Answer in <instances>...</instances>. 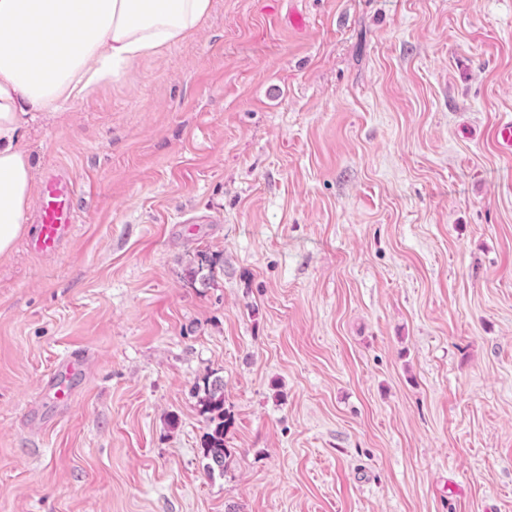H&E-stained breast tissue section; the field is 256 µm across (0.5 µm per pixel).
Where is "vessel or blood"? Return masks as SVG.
<instances>
[{"label":"vessel or blood","instance_id":"vessel-or-blood-1","mask_svg":"<svg viewBox=\"0 0 512 512\" xmlns=\"http://www.w3.org/2000/svg\"><path fill=\"white\" fill-rule=\"evenodd\" d=\"M76 222L74 188L69 179L57 172L47 173L42 180L38 219L30 241L33 251L41 254L55 252L69 236ZM80 358L64 361L51 377L57 399H65L67 381L81 369Z\"/></svg>","mask_w":512,"mask_h":512}]
</instances>
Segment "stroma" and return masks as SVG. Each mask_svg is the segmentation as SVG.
I'll return each instance as SVG.
<instances>
[{"label":"stroma","instance_id":"35a3bbf8","mask_svg":"<svg viewBox=\"0 0 512 512\" xmlns=\"http://www.w3.org/2000/svg\"><path fill=\"white\" fill-rule=\"evenodd\" d=\"M509 115L512 0H213L27 116L77 218L0 258V512H512ZM81 366L82 362L80 358L73 357L71 359L64 361L59 366V368L52 373V388H57V390L55 391L57 399L64 400L66 398L68 393V384L66 383V381L73 377L74 375H77L81 369ZM194 391L199 397V412L204 418L205 431L200 439V448L205 459L204 469L208 475L224 474L229 456L224 448V438L232 424L230 413L224 408V379L220 376L204 378L197 382Z\"/></svg>","mask_w":512,"mask_h":512}]
</instances>
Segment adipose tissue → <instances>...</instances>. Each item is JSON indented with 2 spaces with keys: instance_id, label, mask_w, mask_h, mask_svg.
<instances>
[{
  "instance_id": "1",
  "label": "adipose tissue",
  "mask_w": 512,
  "mask_h": 512,
  "mask_svg": "<svg viewBox=\"0 0 512 512\" xmlns=\"http://www.w3.org/2000/svg\"><path fill=\"white\" fill-rule=\"evenodd\" d=\"M212 0H0V257L23 235L35 184L29 112H57L191 36Z\"/></svg>"
}]
</instances>
